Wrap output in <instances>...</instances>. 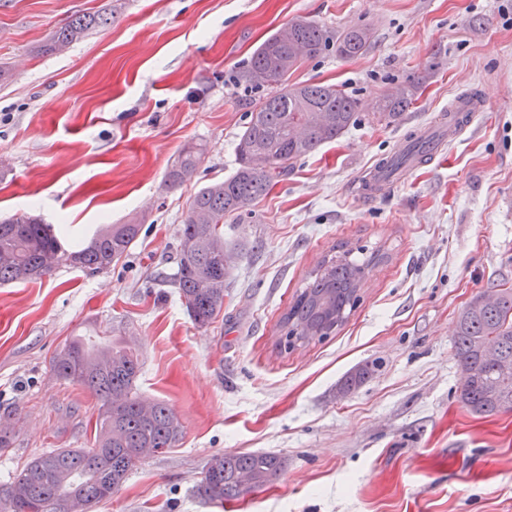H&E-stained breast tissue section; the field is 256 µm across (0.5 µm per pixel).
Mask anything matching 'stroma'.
<instances>
[{
    "instance_id": "35a3bbf8",
    "label": "stroma",
    "mask_w": 512,
    "mask_h": 512,
    "mask_svg": "<svg viewBox=\"0 0 512 512\" xmlns=\"http://www.w3.org/2000/svg\"><path fill=\"white\" fill-rule=\"evenodd\" d=\"M109 8L111 26L40 53L57 27ZM303 18L370 30L363 55L329 51L292 76L342 86L362 110L225 221L236 251L224 309L197 327L171 282L178 229L198 188L237 168L259 97L237 72ZM0 66L13 74L0 88V217L41 216L71 245L103 224H144L116 266L0 286V483L47 451L91 446L99 403L51 363L72 337L98 334L139 349L136 394L166 402L183 433L91 512H512V411L463 405L453 346L471 298L512 286V0H0ZM413 80L418 98L398 120L375 117ZM463 94L486 107L465 134L377 199L351 190ZM189 142L205 161L167 188ZM341 249L384 259L335 335L281 350V315ZM369 363L374 375L340 394ZM230 452L287 467L246 500L205 502L204 466Z\"/></svg>"
}]
</instances>
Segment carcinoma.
Instances as JSON below:
<instances>
[{"mask_svg":"<svg viewBox=\"0 0 512 512\" xmlns=\"http://www.w3.org/2000/svg\"><path fill=\"white\" fill-rule=\"evenodd\" d=\"M111 24L110 12L79 15L53 31L42 51H58ZM370 45L365 27L333 32L299 19L264 40L240 70L238 83L257 91L274 86L276 91L253 105L239 137L236 172L201 186L182 221L172 283L196 326L210 325L224 310L231 259L224 220L241 215L266 196L294 162L338 138L358 119L357 98L333 85L291 83V72L327 49L354 58ZM418 89L419 84L411 83L383 95L377 115L385 120L400 116ZM204 157L203 148L185 146L167 171V187L190 180ZM141 230L138 220L106 224L86 246L69 251L53 225L40 218L1 220L0 285L43 280L64 264L93 272L107 269L127 256ZM380 261L377 252L360 263L348 252L324 257L282 315L283 348H295L305 334L321 341L339 329L360 301L366 274ZM491 296L485 303L474 296L455 326L458 364L468 373L460 399L477 415L512 410V287ZM485 343L496 347L500 362L484 358ZM53 368L60 378L79 383L100 401L93 447L57 448L28 462L9 483L0 484V512H89L93 504L120 490L142 458L140 449L159 446L167 451L182 437V425L168 404L143 400L134 392L142 370L138 349L76 336L54 357ZM373 372L367 364L355 368L341 389L346 393L359 387ZM285 467L286 459L276 453L215 454L196 493L222 505L238 499L241 475H251L258 490L273 483Z\"/></svg>","mask_w":512,"mask_h":512,"instance_id":"1","label":"carcinoma"}]
</instances>
